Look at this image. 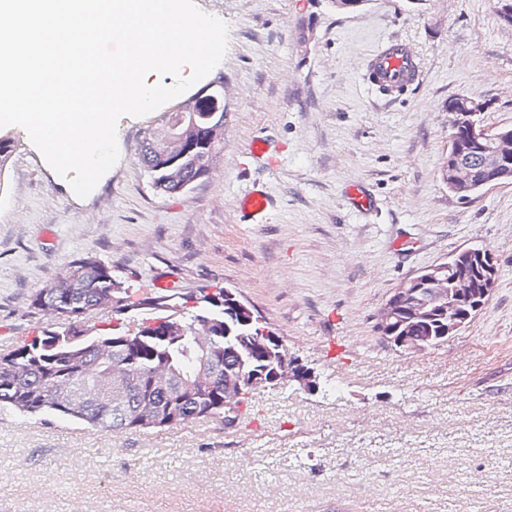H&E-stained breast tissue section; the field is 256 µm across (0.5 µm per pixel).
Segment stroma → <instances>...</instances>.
Returning a JSON list of instances; mask_svg holds the SVG:
<instances>
[{"instance_id": "1", "label": "stroma", "mask_w": 512, "mask_h": 512, "mask_svg": "<svg viewBox=\"0 0 512 512\" xmlns=\"http://www.w3.org/2000/svg\"><path fill=\"white\" fill-rule=\"evenodd\" d=\"M229 30L208 73L224 83V155L206 182L153 192L137 161L148 116L117 124L119 157L84 198L18 126L0 177V350L45 326L29 296L94 255L133 297L234 289L275 329L318 392L260 388L234 425L105 433L52 413L0 412V512H512V184L466 202L440 178L448 100L512 126V26L497 0H195ZM406 39L424 76L376 97L362 60ZM270 136L277 167L247 152ZM259 180L277 201L242 224ZM359 185L369 211L350 208ZM489 249L485 308L425 354L386 345L392 291L459 249ZM234 207L239 220L244 224H264L274 208V200L260 184H253L238 196Z\"/></svg>"}]
</instances>
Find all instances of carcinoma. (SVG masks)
I'll return each instance as SVG.
<instances>
[{
	"mask_svg": "<svg viewBox=\"0 0 512 512\" xmlns=\"http://www.w3.org/2000/svg\"><path fill=\"white\" fill-rule=\"evenodd\" d=\"M224 148V97L204 86L160 113L143 128L138 160L154 192L185 194L209 178ZM488 188L482 174L468 189L448 188L467 200ZM485 265L470 248L431 265L400 284L402 297L377 331L382 337H410L402 347L411 353L436 350L448 343V295L456 279L467 282L474 304H486ZM130 285L112 275V267L88 255L60 277L31 295L28 307L51 317L34 335L0 353V409L25 415L52 412L105 432L148 433L199 420L224 422V381L241 365L257 358L255 336L276 332L269 323L250 321L226 287L202 288L171 302L165 295L130 301ZM110 304L112 320L92 331L88 313ZM167 368L173 383L165 390L152 386L150 373ZM217 370L209 386L196 384L201 371ZM131 376L126 403L144 407L155 419L146 427L112 405V371ZM69 384L89 387L94 398L78 415L66 411L56 394Z\"/></svg>",
	"mask_w": 512,
	"mask_h": 512,
	"instance_id": "1",
	"label": "carcinoma"
}]
</instances>
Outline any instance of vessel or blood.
I'll list each match as a JSON object with an SVG mask.
<instances>
[{"instance_id": "b4317fda", "label": "vessel or blood", "mask_w": 512, "mask_h": 512, "mask_svg": "<svg viewBox=\"0 0 512 512\" xmlns=\"http://www.w3.org/2000/svg\"><path fill=\"white\" fill-rule=\"evenodd\" d=\"M424 72L422 56L417 48L404 39H388L378 44L368 55L364 78L378 94L394 98L421 81ZM274 200L261 186L253 185L238 196L235 211L246 224L267 223Z\"/></svg>"}]
</instances>
